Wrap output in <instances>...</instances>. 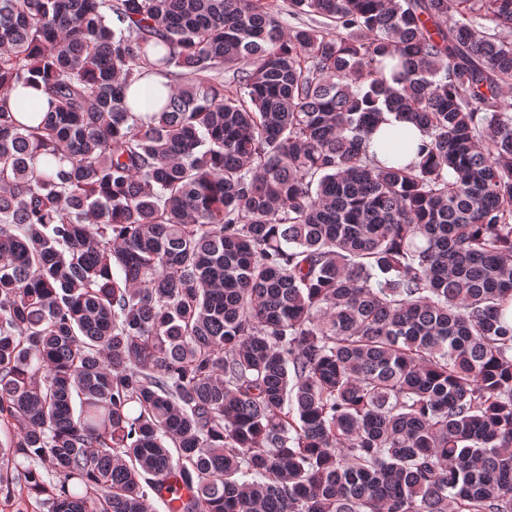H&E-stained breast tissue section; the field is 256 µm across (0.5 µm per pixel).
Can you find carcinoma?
I'll use <instances>...</instances> for the list:
<instances>
[{
    "mask_svg": "<svg viewBox=\"0 0 512 512\" xmlns=\"http://www.w3.org/2000/svg\"><path fill=\"white\" fill-rule=\"evenodd\" d=\"M280 13L0 0V484L51 512H512V0ZM385 112L418 163L369 155ZM10 104L13 108L21 105L22 112L44 113L49 109V98L40 81L37 84H18L11 91ZM385 118L387 121L370 136L369 152L375 153L381 163L389 166L418 162V147L428 140L426 133L413 124L399 120L393 113L385 112ZM394 131L405 134L407 146L402 152L394 151L389 146V138Z\"/></svg>",
    "mask_w": 512,
    "mask_h": 512,
    "instance_id": "cac0c4a2",
    "label": "carcinoma"
}]
</instances>
